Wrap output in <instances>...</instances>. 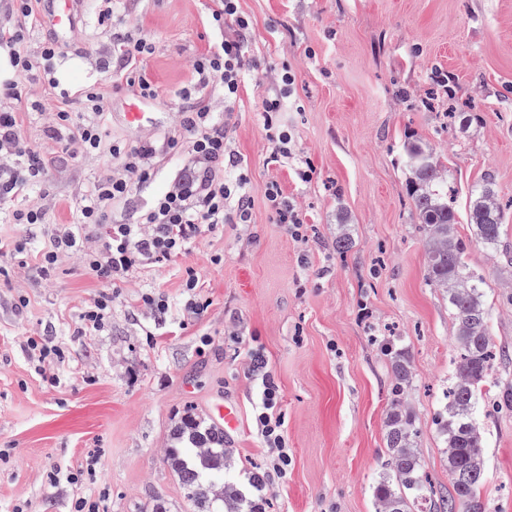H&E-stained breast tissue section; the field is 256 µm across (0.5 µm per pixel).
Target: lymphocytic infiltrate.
I'll use <instances>...</instances> for the list:
<instances>
[{
	"label": "lymphocytic infiltrate",
	"instance_id": "f902f5d3",
	"mask_svg": "<svg viewBox=\"0 0 512 512\" xmlns=\"http://www.w3.org/2000/svg\"><path fill=\"white\" fill-rule=\"evenodd\" d=\"M13 24H0V47L7 48L17 77L0 82V213L13 224H44L49 209L44 205L14 207L48 169L47 161L23 139L17 112L9 101L19 99V78L27 77L60 55L57 40H45L39 54L27 49L29 33L41 23V0H9ZM100 19L112 24V70L126 78L127 87L139 96L156 99L157 86L149 78L146 62L155 47L136 24L101 10ZM233 22L225 31V22ZM207 22L217 34L215 43L192 62V85L184 89L183 105L175 112L170 131L158 137L140 136L134 141H105L103 125L107 101L95 89H87L79 102L60 97L50 107L46 133L61 144L71 160L108 152L111 169L84 194L75 207L72 222L63 225L50 245L35 259L43 274H50L65 255L76 256L87 275L102 291L80 314L73 330L84 336L104 329L114 298L127 287L136 270L174 262L207 233L225 224H247L252 217L249 177L238 158L226 150L234 127V105L247 70L255 61L247 55L251 23L239 10V0H209ZM279 94L262 105L264 127L273 144V161L291 158L292 137L274 120L284 96L295 81L288 62L276 65ZM183 156L182 166L163 175L162 161L170 153ZM145 205L131 217L116 219L117 207H129L141 193ZM279 387L270 374H263L255 420L268 448L277 459L278 475L288 472V450L283 423L275 410Z\"/></svg>",
	"mask_w": 512,
	"mask_h": 512
}]
</instances>
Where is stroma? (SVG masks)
Here are the masks:
<instances>
[{
    "instance_id": "obj_1",
    "label": "stroma",
    "mask_w": 512,
    "mask_h": 512,
    "mask_svg": "<svg viewBox=\"0 0 512 512\" xmlns=\"http://www.w3.org/2000/svg\"><path fill=\"white\" fill-rule=\"evenodd\" d=\"M206 0H120V11L155 44L147 63L158 111L173 113L195 56L214 39ZM102 0H76L78 25L64 39L57 70L80 98L96 88L109 103L104 134L134 141L125 121L132 93L100 70L112 30ZM251 24L247 72L234 106L229 148L248 169L252 221L205 235L176 262L139 270L112 302L108 327L74 335L101 288L76 257L51 276L18 268L12 242L42 248L74 204L112 164L90 154L59 163L32 102L52 103L47 78L21 80L23 137L49 166L18 205L48 198L52 221L0 223V512H72L76 498L102 512H190L187 489L165 461L186 410L206 416L219 398L239 403L233 437L239 483L264 477L271 512H375L373 484L386 464L384 420L393 374L379 343L400 338L414 368L403 401L416 418L417 446L435 493L450 494L434 424L455 356V318L427 281L426 239L408 193L404 147L430 145L448 168L465 209L472 186L492 175L506 233L505 256L480 243L466 254L488 285L489 330L508 351L488 377L492 393L512 389V0H240ZM288 61L295 83L277 114L295 157L272 164L262 103L277 86L272 66ZM310 178H302V170ZM278 181L305 224L279 223L266 198ZM354 246L336 251L340 223ZM193 269L202 315L185 309ZM163 294L166 313L136 308ZM25 307H17L18 298ZM39 336L61 347L40 361ZM264 361L251 371L252 355ZM279 386L277 412L291 462L286 478L255 422L262 373ZM485 436L486 512H512V408L478 407Z\"/></svg>"
}]
</instances>
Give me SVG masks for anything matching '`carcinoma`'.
<instances>
[{
    "instance_id": "1",
    "label": "carcinoma",
    "mask_w": 512,
    "mask_h": 512,
    "mask_svg": "<svg viewBox=\"0 0 512 512\" xmlns=\"http://www.w3.org/2000/svg\"><path fill=\"white\" fill-rule=\"evenodd\" d=\"M409 191L427 243L428 284L448 300L456 319L454 362L447 401L435 418L442 438L453 495L439 502L429 485L417 448L418 429L402 396L412 377L406 352L381 344L394 383L385 421L386 472L374 487L376 512H485L483 435L472 414L491 369L486 282L465 260L471 240L491 252L502 246L503 219L494 180L485 178L471 190L467 223L473 239L459 235L460 215L448 196V169L429 146L406 145ZM166 462L189 489L193 512H265V499L245 493L228 477L233 469L224 448V431L203 427L194 412L182 415Z\"/></svg>"
}]
</instances>
